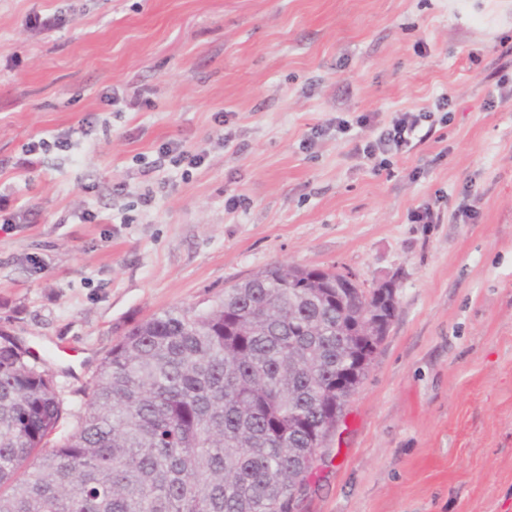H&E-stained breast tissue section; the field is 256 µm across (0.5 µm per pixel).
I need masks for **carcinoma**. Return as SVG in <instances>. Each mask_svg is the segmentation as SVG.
<instances>
[{"label": "carcinoma", "instance_id": "cac0c4a2", "mask_svg": "<svg viewBox=\"0 0 512 512\" xmlns=\"http://www.w3.org/2000/svg\"><path fill=\"white\" fill-rule=\"evenodd\" d=\"M392 283L274 265L131 327L73 429L0 338V512H296L396 316Z\"/></svg>", "mask_w": 512, "mask_h": 512}]
</instances>
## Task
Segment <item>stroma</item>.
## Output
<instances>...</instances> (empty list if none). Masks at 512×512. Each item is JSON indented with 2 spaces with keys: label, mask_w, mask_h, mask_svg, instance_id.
<instances>
[{
  "label": "stroma",
  "mask_w": 512,
  "mask_h": 512,
  "mask_svg": "<svg viewBox=\"0 0 512 512\" xmlns=\"http://www.w3.org/2000/svg\"><path fill=\"white\" fill-rule=\"evenodd\" d=\"M506 34L512 0H0V333L38 351L64 430L135 323L331 268L398 305L297 512H512ZM443 93L449 123L391 170L355 153ZM53 134L69 148L29 151ZM170 141L203 164L156 166ZM438 193L441 223H412ZM375 119L376 115L375 113L372 112H363L355 116L351 120H348L340 116H336V119L334 121L331 120L326 125H319L313 127L304 145L306 148H311L315 144L316 140L329 134L330 130L332 129V127H334V125L336 127V133L347 134L354 125L360 127L374 126Z\"/></svg>",
  "instance_id": "1"
}]
</instances>
